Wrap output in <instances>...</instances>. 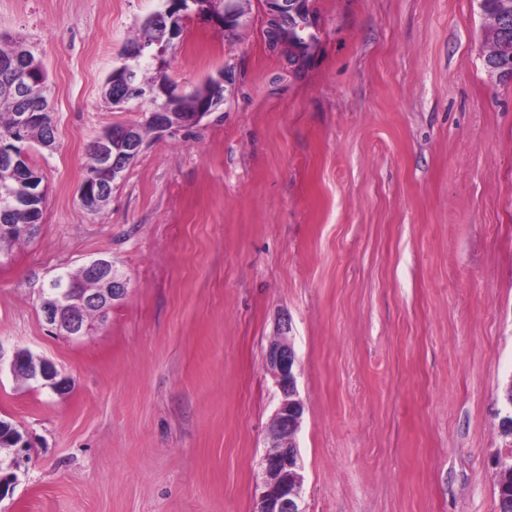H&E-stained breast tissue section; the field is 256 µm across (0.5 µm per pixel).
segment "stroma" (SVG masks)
I'll use <instances>...</instances> for the list:
<instances>
[{
  "mask_svg": "<svg viewBox=\"0 0 512 512\" xmlns=\"http://www.w3.org/2000/svg\"><path fill=\"white\" fill-rule=\"evenodd\" d=\"M164 0H0L41 60L56 126L31 143L33 238L0 250V344L55 363L56 394L0 369V416L30 442L0 512H256L282 395V322L305 404V512H498L512 449V78L489 76L477 0H303L294 38L266 0L227 31L192 11L167 54L191 128L148 132L100 211L89 144L149 106L107 76ZM111 258L126 298L76 339L41 290Z\"/></svg>",
  "mask_w": 512,
  "mask_h": 512,
  "instance_id": "stroma-1",
  "label": "stroma"
}]
</instances>
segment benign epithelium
I'll return each mask as SVG.
<instances>
[{
    "label": "benign epithelium",
    "mask_w": 512,
    "mask_h": 512,
    "mask_svg": "<svg viewBox=\"0 0 512 512\" xmlns=\"http://www.w3.org/2000/svg\"><path fill=\"white\" fill-rule=\"evenodd\" d=\"M245 0H224V28H237L243 16L242 4ZM162 48L155 41L147 40L135 47H125L121 51L125 61L146 53L157 55ZM496 55L486 56L485 67L492 76H500L504 70L512 68V43L504 40L494 49ZM174 100L178 105H185L196 112L195 120L199 121L214 111L221 101L214 99L210 103L194 107L195 101L188 98V94L174 92ZM51 111L49 99L40 92L33 94L30 108L20 114V123L24 124L31 119L41 120L47 112ZM126 157L133 159L139 155L143 148L138 130L134 126H127L120 132V138ZM112 136L102 134L98 140L97 156L98 169L107 177H118L119 170L112 158ZM40 174L32 171L26 178L28 193L24 202L31 203L41 199L42 188L39 187ZM109 185L102 187L93 185L85 180L79 187V196L92 203H99L107 196ZM83 272L98 279L104 288L100 294L88 298L67 276H57L52 279L47 288L42 290V313L45 321L53 326L60 334L68 338H78L85 333L80 320L70 311L71 303L76 302L83 307L91 303L101 310H106L119 304L126 297L127 282L114 272L112 260L107 258H93L83 265ZM30 350L14 348L5 350L0 343V364L9 363L10 371L17 376L23 370L30 371L33 382L42 388L57 391L64 384L48 385L46 376L58 373L56 366L50 360L38 356L33 357L35 364H27L25 357ZM266 363L275 377L283 399L268 427L267 438L270 447L276 452L266 454L262 458V477L256 486L257 501L261 505V512H305L301 508V489L304 481L303 461L300 450L294 443V438L300 428L304 413V403L297 392L296 354L291 342L288 340V324H283L278 336L269 344L266 352Z\"/></svg>",
    "instance_id": "1"
}]
</instances>
